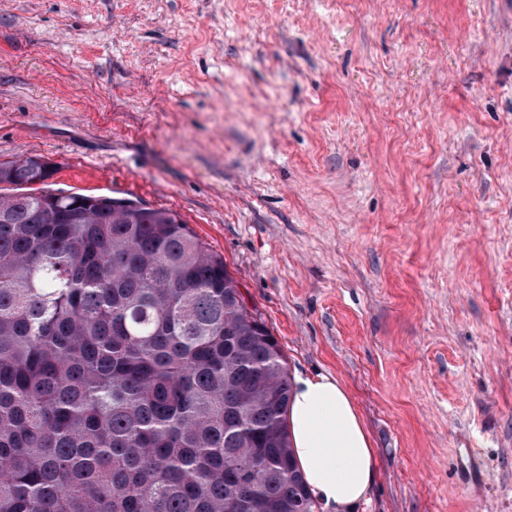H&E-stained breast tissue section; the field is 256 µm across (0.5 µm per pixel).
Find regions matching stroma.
Returning a JSON list of instances; mask_svg holds the SVG:
<instances>
[{"instance_id": "35a3bbf8", "label": "stroma", "mask_w": 512, "mask_h": 512, "mask_svg": "<svg viewBox=\"0 0 512 512\" xmlns=\"http://www.w3.org/2000/svg\"><path fill=\"white\" fill-rule=\"evenodd\" d=\"M505 0H0V161L176 212L289 374L349 389L358 512H512Z\"/></svg>"}]
</instances>
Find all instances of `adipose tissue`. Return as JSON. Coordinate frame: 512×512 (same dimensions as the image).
<instances>
[{
  "label": "adipose tissue",
  "instance_id": "1",
  "mask_svg": "<svg viewBox=\"0 0 512 512\" xmlns=\"http://www.w3.org/2000/svg\"><path fill=\"white\" fill-rule=\"evenodd\" d=\"M287 427L295 462L325 512H353L377 477L376 450L344 383L325 374L292 381Z\"/></svg>",
  "mask_w": 512,
  "mask_h": 512
}]
</instances>
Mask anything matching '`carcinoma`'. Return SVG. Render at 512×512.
Instances as JSON below:
<instances>
[{
	"instance_id": "1",
	"label": "carcinoma",
	"mask_w": 512,
	"mask_h": 512,
	"mask_svg": "<svg viewBox=\"0 0 512 512\" xmlns=\"http://www.w3.org/2000/svg\"><path fill=\"white\" fill-rule=\"evenodd\" d=\"M0 162V512H315L282 349L180 216Z\"/></svg>"
}]
</instances>
